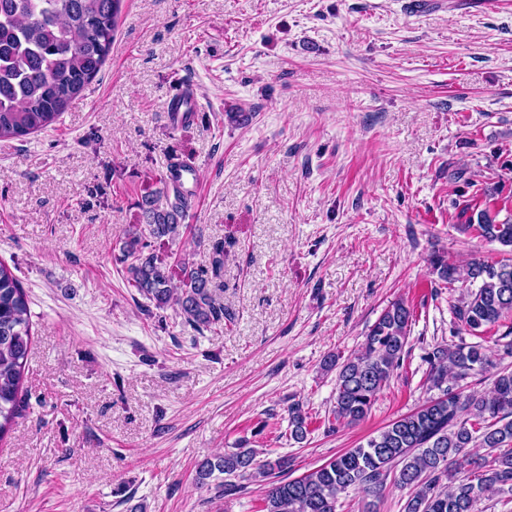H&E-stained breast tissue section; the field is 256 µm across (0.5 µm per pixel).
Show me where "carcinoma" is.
<instances>
[{"instance_id": "cac0c4a2", "label": "carcinoma", "mask_w": 512, "mask_h": 512, "mask_svg": "<svg viewBox=\"0 0 512 512\" xmlns=\"http://www.w3.org/2000/svg\"><path fill=\"white\" fill-rule=\"evenodd\" d=\"M123 0H0V141L19 139L53 123L97 76L118 29ZM191 207L178 173L163 176L159 187L138 201L140 223L125 230L120 261L128 283L158 310L175 305L195 327L224 324L227 312L214 289L224 287V242L212 245L210 267L170 262L152 241L181 237ZM476 230L490 242L512 249V215L499 218L487 208L477 214ZM477 287L453 305L455 317L476 343L435 347L428 353L429 388L439 394L391 421L375 436L349 448L300 477L273 475L291 470L280 457L255 462L257 451L238 448L207 461L204 480L214 472L232 476L224 492L241 489V480L268 482L262 512H336L339 496L352 487L374 498L391 482L409 490L403 512H476L477 503L512 493V372L497 374L493 389L478 395L460 382L490 362L481 340L488 329L512 317V259H475L465 270ZM413 322L403 301L391 303L370 326L361 354L339 361L331 415L358 424L370 414L381 390L399 369ZM32 326L25 289L0 262V440L15 425L22 400ZM290 438L309 433V415L300 404L288 406ZM489 450L464 476L452 468L470 448Z\"/></svg>"}]
</instances>
